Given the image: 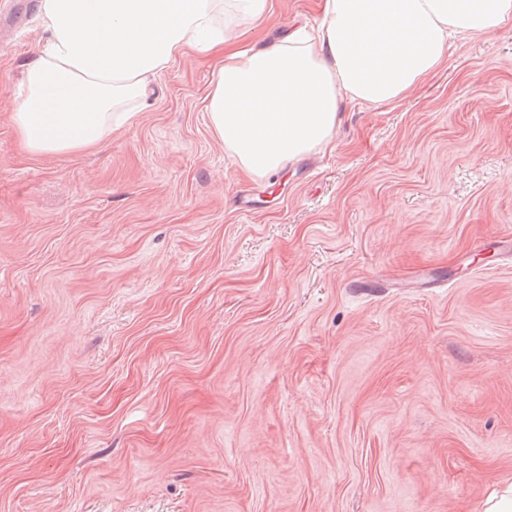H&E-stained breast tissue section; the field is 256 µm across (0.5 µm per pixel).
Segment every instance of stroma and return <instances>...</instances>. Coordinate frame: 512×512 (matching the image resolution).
Wrapping results in <instances>:
<instances>
[{
  "label": "stroma",
  "mask_w": 512,
  "mask_h": 512,
  "mask_svg": "<svg viewBox=\"0 0 512 512\" xmlns=\"http://www.w3.org/2000/svg\"><path fill=\"white\" fill-rule=\"evenodd\" d=\"M38 2L0 0V512H483L512 484V26L251 178L213 52L99 149L26 151ZM320 13L269 0L243 40Z\"/></svg>",
  "instance_id": "1"
}]
</instances>
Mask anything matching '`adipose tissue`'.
<instances>
[{
  "mask_svg": "<svg viewBox=\"0 0 512 512\" xmlns=\"http://www.w3.org/2000/svg\"><path fill=\"white\" fill-rule=\"evenodd\" d=\"M268 0H41L47 38L23 74L12 123L34 154L95 147L124 126L152 78L187 50H223L204 98L214 133L251 177L326 145L342 101L385 105L417 89L452 35L512 24V0H322L315 34L296 27L239 45Z\"/></svg>",
  "mask_w": 512,
  "mask_h": 512,
  "instance_id": "ef3b65f1",
  "label": "adipose tissue"
}]
</instances>
